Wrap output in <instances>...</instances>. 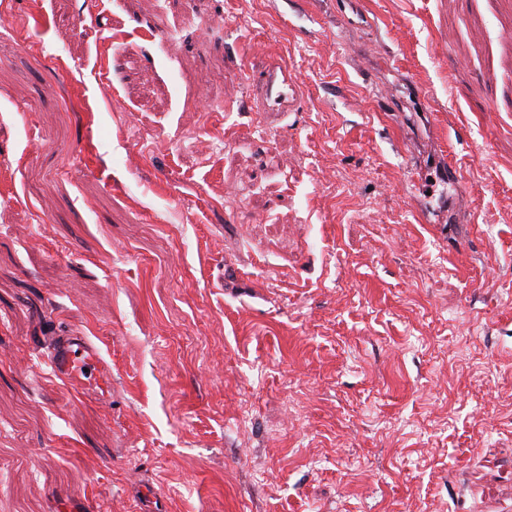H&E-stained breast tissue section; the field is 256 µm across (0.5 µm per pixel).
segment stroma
<instances>
[{
    "instance_id": "35a3bbf8",
    "label": "stroma",
    "mask_w": 512,
    "mask_h": 512,
    "mask_svg": "<svg viewBox=\"0 0 512 512\" xmlns=\"http://www.w3.org/2000/svg\"><path fill=\"white\" fill-rule=\"evenodd\" d=\"M0 122V512H512V0H10ZM254 89V112H291L299 97L295 78L284 65L273 63L248 71ZM46 364L55 376L79 387L92 388L103 396L112 390V370L101 349L80 333L53 337Z\"/></svg>"
}]
</instances>
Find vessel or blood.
Segmentation results:
<instances>
[{
  "label": "vessel or blood",
  "instance_id": "vessel-or-blood-1",
  "mask_svg": "<svg viewBox=\"0 0 512 512\" xmlns=\"http://www.w3.org/2000/svg\"><path fill=\"white\" fill-rule=\"evenodd\" d=\"M248 81L254 89V111H293L299 87L287 66L269 63L249 70ZM46 364L55 376L77 386L94 389L105 396L112 390V370L108 362L100 348L80 333L53 337Z\"/></svg>",
  "mask_w": 512,
  "mask_h": 512
}]
</instances>
